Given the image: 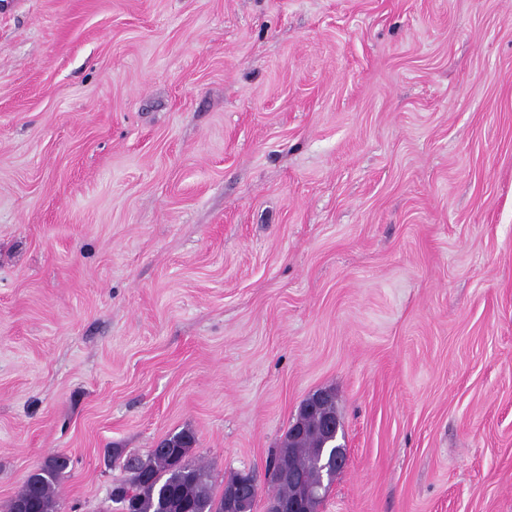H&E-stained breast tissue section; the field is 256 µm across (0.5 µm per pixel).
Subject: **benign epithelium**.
Returning a JSON list of instances; mask_svg holds the SVG:
<instances>
[{
  "label": "benign epithelium",
  "instance_id": "obj_1",
  "mask_svg": "<svg viewBox=\"0 0 512 512\" xmlns=\"http://www.w3.org/2000/svg\"><path fill=\"white\" fill-rule=\"evenodd\" d=\"M309 411H318L317 429L331 440H336L341 427V421L335 414L332 397L326 392H319L309 397L304 404ZM318 466L321 468V480L318 484L308 483L301 470H299L293 457L283 455L273 458L268 467L270 481L278 482L286 480L288 486L293 488L294 494L286 500L271 499L267 501L266 512H319V502L324 498L328 485L348 465V454L343 448L336 450V455L329 457L324 450H319ZM261 493L259 480L251 471L245 472L241 480L225 488L224 496L226 512H235L239 502L244 497L258 498Z\"/></svg>",
  "mask_w": 512,
  "mask_h": 512
}]
</instances>
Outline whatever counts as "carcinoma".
I'll return each mask as SVG.
<instances>
[{
	"label": "carcinoma",
	"instance_id": "carcinoma-1",
	"mask_svg": "<svg viewBox=\"0 0 512 512\" xmlns=\"http://www.w3.org/2000/svg\"><path fill=\"white\" fill-rule=\"evenodd\" d=\"M195 443L194 432L185 429L162 440L146 458L126 459L123 467L130 477L113 485L112 502L128 495L137 501L135 512H224V494L215 493L212 472L191 456ZM321 443L312 434L294 448L295 463L309 481L316 479L313 448ZM69 466L70 459L62 455L40 463L8 503L7 512H15L18 502L30 512H57V491L68 478Z\"/></svg>",
	"mask_w": 512,
	"mask_h": 512
}]
</instances>
